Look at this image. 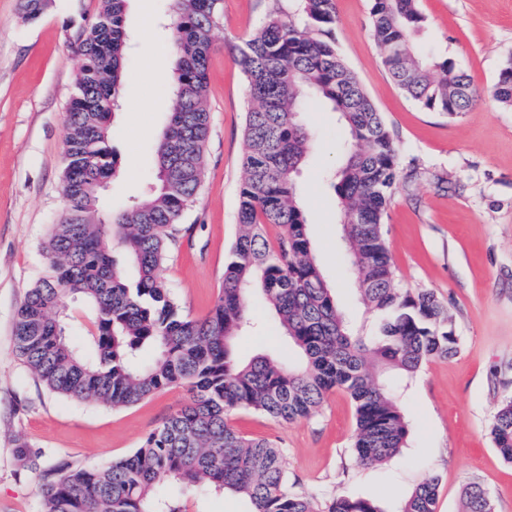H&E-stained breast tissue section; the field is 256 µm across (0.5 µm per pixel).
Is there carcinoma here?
<instances>
[{
	"label": "carcinoma",
	"instance_id": "cac0c4a2",
	"mask_svg": "<svg viewBox=\"0 0 512 512\" xmlns=\"http://www.w3.org/2000/svg\"><path fill=\"white\" fill-rule=\"evenodd\" d=\"M175 23L172 110L157 146L154 181L120 210L102 209L115 171L110 120L119 106L128 46L126 0H98L76 42L82 64L67 112L63 174L65 210L45 246L47 270L17 310L14 353L48 390L74 401L133 406L173 386L187 403L151 431L130 456L107 466L55 470L42 489V512H182L172 491L205 481L215 492L248 497L252 512H318L314 497L292 494L282 453L228 422L253 409L285 423L315 415L324 397L346 392L355 405L354 451L372 465L400 455L407 426L381 364L412 376L433 358L457 353L444 307L429 292L400 287L381 225L400 179L397 148L381 113L336 51L333 0H300L303 23L272 9L245 42L241 63L252 102L246 112L235 239L224 282L203 318L183 314L163 277L167 247L204 176L209 131L206 90L211 34L221 0H171ZM48 0H19L27 21ZM426 17L418 0H372V34L399 89L421 107L456 116L478 99L470 77L447 59L420 52L415 35ZM315 94L330 105L355 143L330 176L358 291L388 320L377 336H356L336 305L309 237L295 174L312 147L300 114ZM494 97L512 109V58ZM280 228L271 242L265 226ZM260 291L300 354V362L239 359L236 340L251 324L246 298ZM82 297L94 318L91 352L65 337V305ZM494 447L512 462V396L489 426ZM438 480L429 476L401 512H436ZM464 512H492L488 492L464 490ZM328 512H381L368 498L341 497Z\"/></svg>",
	"mask_w": 512,
	"mask_h": 512
}]
</instances>
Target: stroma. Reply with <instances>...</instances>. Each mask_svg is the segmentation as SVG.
Masks as SVG:
<instances>
[{
  "label": "stroma",
  "mask_w": 512,
  "mask_h": 512,
  "mask_svg": "<svg viewBox=\"0 0 512 512\" xmlns=\"http://www.w3.org/2000/svg\"><path fill=\"white\" fill-rule=\"evenodd\" d=\"M18 0H0V512H40L50 470L106 465L130 455L147 434L187 400L185 388L157 392L113 409L75 402L39 384L13 352L16 311L47 267L43 245L64 208L66 113L81 58L78 29L97 0H50L25 21ZM336 46L382 113L398 151L400 182L383 232L403 287L432 292L447 308L459 341L456 355L424 363L397 394L408 437L401 458L360 463L356 413L344 392L329 393L317 414L283 423L238 409L230 424L282 451L288 489L312 491L321 508L340 496L375 499L397 512L424 478L439 479L436 512H462L472 483L488 492L493 512H512V463L488 433L504 396L512 394V110L492 97L498 71L512 57V0H420L427 25L419 47L452 59L480 98L456 119L423 109L386 71L369 25L370 0H335ZM271 0H223L212 34L206 166L164 275L192 318L218 299L224 264L238 235L244 179L243 129L251 103L240 50L271 11ZM175 17L169 0H128L129 48L121 106L112 118L117 154L106 207L141 196L156 170L157 138L171 110L172 73L145 80L154 45H167ZM303 119L314 146L296 175L317 259L355 332H378L384 315L363 303L346 263L348 244L336 223L337 201L325 181L341 163L344 130L335 113L311 103ZM255 328L236 351L248 359L288 348L264 297H247ZM26 459H19V452ZM184 512H251L233 493L187 495Z\"/></svg>",
  "instance_id": "obj_1"
}]
</instances>
